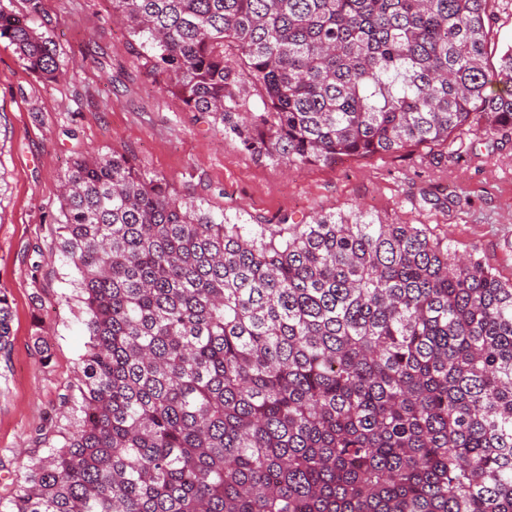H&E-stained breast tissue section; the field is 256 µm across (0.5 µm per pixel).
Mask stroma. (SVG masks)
<instances>
[{
	"label": "stroma",
	"mask_w": 512,
	"mask_h": 512,
	"mask_svg": "<svg viewBox=\"0 0 512 512\" xmlns=\"http://www.w3.org/2000/svg\"><path fill=\"white\" fill-rule=\"evenodd\" d=\"M57 22L65 76L46 86L0 43V288L10 296L12 349L0 361V488L23 484L59 393L71 384L88 333L76 276L51 243L60 178L71 161L112 150L176 193L238 224L307 222L360 206L388 222L423 224L475 250L512 282V135L483 136L473 157L417 153L333 166L262 161L222 127L186 111L135 64L106 0H44ZM470 202L457 205L455 194ZM46 337L50 359L36 348Z\"/></svg>",
	"instance_id": "stroma-1"
}]
</instances>
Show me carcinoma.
Instances as JSON below:
<instances>
[{
	"label": "carcinoma",
	"instance_id": "1",
	"mask_svg": "<svg viewBox=\"0 0 512 512\" xmlns=\"http://www.w3.org/2000/svg\"><path fill=\"white\" fill-rule=\"evenodd\" d=\"M137 65L293 166L512 133V0H109ZM66 73L43 0L0 40ZM51 234L89 340L0 512H512V283L358 208L233 224L112 151ZM12 307L0 289V358Z\"/></svg>",
	"mask_w": 512,
	"mask_h": 512
}]
</instances>
